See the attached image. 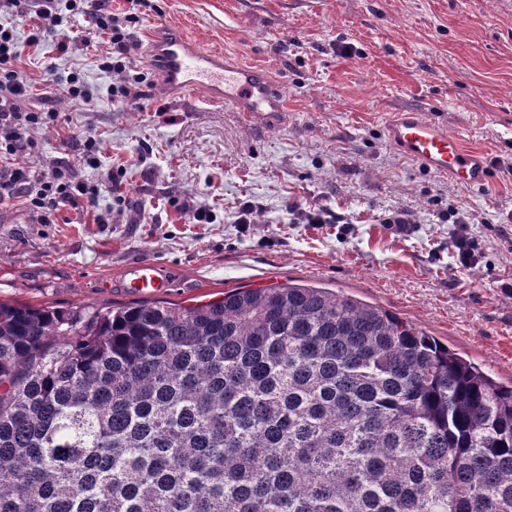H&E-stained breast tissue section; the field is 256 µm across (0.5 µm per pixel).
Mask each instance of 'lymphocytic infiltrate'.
I'll use <instances>...</instances> for the list:
<instances>
[{
	"instance_id": "f902f5d3",
	"label": "lymphocytic infiltrate",
	"mask_w": 512,
	"mask_h": 512,
	"mask_svg": "<svg viewBox=\"0 0 512 512\" xmlns=\"http://www.w3.org/2000/svg\"><path fill=\"white\" fill-rule=\"evenodd\" d=\"M110 0H0V14L28 15L32 28L26 38H18L13 27L0 24V202L19 200L30 211L42 214L62 206L93 210L99 186L77 181L75 163H94L98 152L94 136L81 144L65 140V148H77L74 160L62 159L40 169L16 166L18 156L30 154L33 130L41 123V113L23 110L21 100L29 89V80L20 67L23 51L39 52L45 39H52L59 55L73 52L77 40L70 18H89L86 40L107 36L108 48L100 56L101 69L117 74L112 94L123 102L142 99L141 78L126 79L124 73L132 61L133 45L117 14L108 8Z\"/></svg>"
}]
</instances>
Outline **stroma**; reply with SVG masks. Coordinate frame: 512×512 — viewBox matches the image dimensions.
<instances>
[{"label": "stroma", "instance_id": "35a3bbf8", "mask_svg": "<svg viewBox=\"0 0 512 512\" xmlns=\"http://www.w3.org/2000/svg\"><path fill=\"white\" fill-rule=\"evenodd\" d=\"M129 16L138 49L127 78L143 98L118 102L113 74L95 46L58 55L45 42L22 69L23 103L44 112L24 165L63 157L62 139L98 141V163L78 166L86 183L120 180V205L101 195L105 221L60 208L40 223L23 205H0V301L106 312L139 302L116 279L131 263L158 264L172 282L162 300L194 306L234 288L313 284L378 305L425 331L496 381L512 383V175L494 168L463 190L389 146L391 113L413 111L464 146L512 159V0H112ZM195 38L229 61L267 72L287 124L257 130L241 113L176 98L148 54L156 25ZM77 71L92 88L85 104L44 96L46 69ZM206 205L209 224L177 209ZM258 211L238 223L244 202ZM472 216L481 260L457 266L449 209ZM327 208L340 224H306ZM408 211L411 230L385 220Z\"/></svg>", "mask_w": 512, "mask_h": 512}]
</instances>
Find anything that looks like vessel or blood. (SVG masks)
Wrapping results in <instances>:
<instances>
[{"label": "vessel or blood", "instance_id": "vessel-or-blood-1", "mask_svg": "<svg viewBox=\"0 0 512 512\" xmlns=\"http://www.w3.org/2000/svg\"><path fill=\"white\" fill-rule=\"evenodd\" d=\"M152 58L160 65L169 85L182 96L207 92L211 101L239 112L254 127L271 129L287 117L270 77L242 64L227 63L223 54L175 33L160 31L149 44ZM388 143L429 172L449 177L468 190L489 178L486 154L465 149L460 142L416 112H398L386 125ZM168 280L150 262L127 266L122 286L136 293H157Z\"/></svg>", "mask_w": 512, "mask_h": 512}]
</instances>
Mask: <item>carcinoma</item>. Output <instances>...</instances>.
I'll return each instance as SVG.
<instances>
[{"mask_svg": "<svg viewBox=\"0 0 512 512\" xmlns=\"http://www.w3.org/2000/svg\"><path fill=\"white\" fill-rule=\"evenodd\" d=\"M0 512H512V385L307 285L0 301Z\"/></svg>", "mask_w": 512, "mask_h": 512, "instance_id": "obj_1", "label": "carcinoma"}]
</instances>
